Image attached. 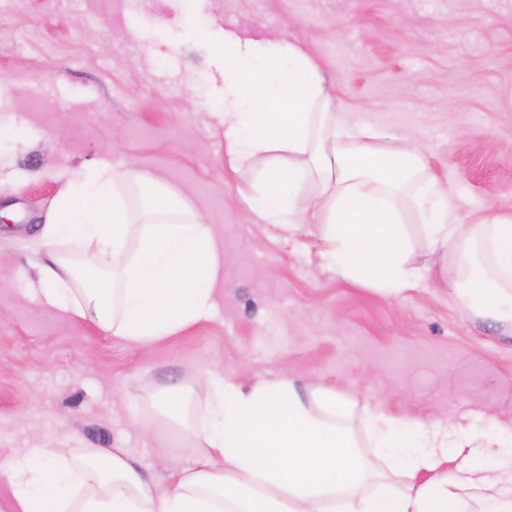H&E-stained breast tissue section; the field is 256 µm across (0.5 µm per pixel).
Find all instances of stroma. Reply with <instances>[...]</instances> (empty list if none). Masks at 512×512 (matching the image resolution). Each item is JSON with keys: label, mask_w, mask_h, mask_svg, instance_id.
Masks as SVG:
<instances>
[{"label": "stroma", "mask_w": 512, "mask_h": 512, "mask_svg": "<svg viewBox=\"0 0 512 512\" xmlns=\"http://www.w3.org/2000/svg\"><path fill=\"white\" fill-rule=\"evenodd\" d=\"M274 30L387 147L425 149L456 223L512 214V0H0V448H130L167 482L194 457L151 399L188 390L197 425L209 397L196 384L213 373L285 376L309 402L332 392L378 468L373 415L398 444L417 438L408 418L476 436L512 421V333L449 300L443 253L415 246L437 274L393 297L325 268L316 225L290 238L251 223L256 171L227 153L236 75L217 47ZM99 160L174 192L224 254L214 313L147 348L28 293L61 189L52 169Z\"/></svg>", "instance_id": "35a3bbf8"}]
</instances>
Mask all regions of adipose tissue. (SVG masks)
Masks as SVG:
<instances>
[{"instance_id": "obj_1", "label": "adipose tissue", "mask_w": 512, "mask_h": 512, "mask_svg": "<svg viewBox=\"0 0 512 512\" xmlns=\"http://www.w3.org/2000/svg\"><path fill=\"white\" fill-rule=\"evenodd\" d=\"M224 67L237 75L224 86L228 154L258 167L254 223L290 235L318 225L327 268L399 296L434 275L410 260L407 214L418 212L426 247L451 256L453 299L512 329L511 214L454 223L420 150H387L380 132L340 112L319 64L284 32L225 39ZM53 176L62 190L43 230L53 259L31 284L42 304L142 346L212 314L220 258L198 212L167 192L135 215L137 176L104 161L78 177ZM64 242L96 244L92 274L77 248L59 251ZM202 387L211 404L191 432L195 461L167 486L126 448H0L14 512H512V425L481 440L451 425L421 428L407 479L397 483L358 459L287 377L247 386L212 375ZM479 454L495 465L474 466Z\"/></svg>"}]
</instances>
